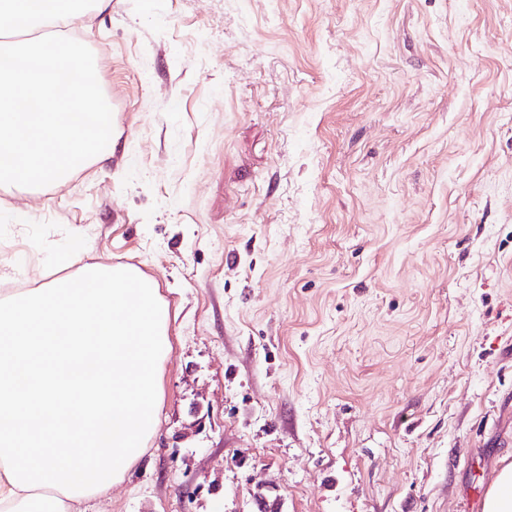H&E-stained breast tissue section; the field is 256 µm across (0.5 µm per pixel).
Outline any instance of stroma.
<instances>
[{
    "label": "stroma",
    "instance_id": "stroma-1",
    "mask_svg": "<svg viewBox=\"0 0 512 512\" xmlns=\"http://www.w3.org/2000/svg\"><path fill=\"white\" fill-rule=\"evenodd\" d=\"M114 153L0 184V296L167 304L159 423L95 512H475L512 462V0H111Z\"/></svg>",
    "mask_w": 512,
    "mask_h": 512
}]
</instances>
